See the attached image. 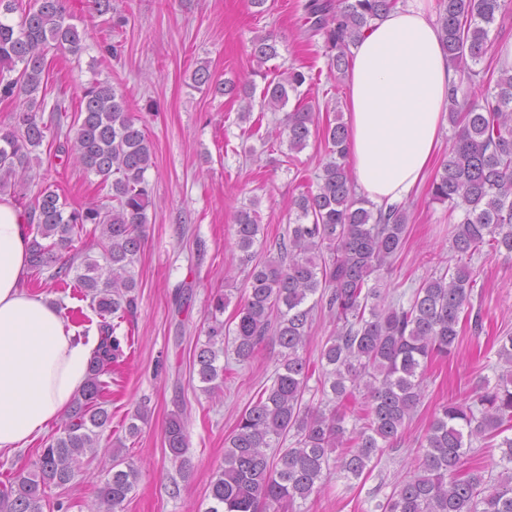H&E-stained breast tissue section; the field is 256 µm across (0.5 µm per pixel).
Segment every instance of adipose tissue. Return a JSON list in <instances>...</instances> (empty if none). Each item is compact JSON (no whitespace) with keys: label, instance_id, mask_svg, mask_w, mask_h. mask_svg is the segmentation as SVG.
<instances>
[{"label":"adipose tissue","instance_id":"ef3b65f1","mask_svg":"<svg viewBox=\"0 0 512 512\" xmlns=\"http://www.w3.org/2000/svg\"><path fill=\"white\" fill-rule=\"evenodd\" d=\"M347 76L348 163L375 207L404 203L421 185L447 125L456 75L427 0H401L353 48ZM28 215L0 195V451L24 447L84 386L95 332L26 293Z\"/></svg>","mask_w":512,"mask_h":512}]
</instances>
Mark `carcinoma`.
<instances>
[{
	"instance_id": "obj_1",
	"label": "carcinoma",
	"mask_w": 512,
	"mask_h": 512,
	"mask_svg": "<svg viewBox=\"0 0 512 512\" xmlns=\"http://www.w3.org/2000/svg\"><path fill=\"white\" fill-rule=\"evenodd\" d=\"M67 0H0V97L24 100V108L0 123V192L12 177L31 169L42 146L53 156L75 154L87 173L108 189L105 201L92 207H70L46 187L31 197L30 264L36 274L60 259L50 278L70 276L76 256L74 238L86 225L100 229V259L82 257L74 281L97 313L99 342L87 381L65 414L59 434L42 449L34 469L19 470L0 483V512H68L62 499L50 501L46 489H64L83 459L98 456L100 436L112 413L103 393L112 366L131 347L129 338L107 320L132 313L138 306L134 265L141 251L142 226L149 223L151 187L146 177L153 151L145 126L128 110L122 90L107 81L84 87L78 111L65 140L47 139L68 120L66 93L52 105L40 93L48 72L47 54L84 50V32L70 23ZM398 0H307L303 4L308 32L323 41L329 73L344 76L352 66L351 47L372 21L394 9ZM505 0H437V27L448 62L458 81L448 96L447 119L452 143L430 185L431 200L448 206L451 250L456 262L422 281L407 301L370 283L391 264L407 235V211L398 205L374 212L357 193L347 162V128L342 116L318 125L315 106L298 99L266 132L265 141L287 138L288 149L301 151L311 137L324 141L328 160L316 176V187L292 201L294 223L278 243L277 254L257 258L261 235L256 211L242 209L234 224L239 262L250 267L243 303L232 336L224 335V313L230 302L220 294L210 303L212 324L193 366L201 390L212 394L224 385V340L231 339L241 362L272 338L280 347L272 383L245 409L224 449V465L210 483L212 505L206 512H288L333 475L360 478L370 463L397 450L403 430L424 397V375L433 355L449 356L460 343V319L474 309L472 257L485 246L512 255V66L493 65L490 33ZM21 12L19 19L13 14ZM278 55L276 37L267 33L251 41V56L262 66ZM263 105L282 110L289 93L301 95L314 77L300 67L280 74L261 73ZM197 87L214 95L246 101L239 118L246 121L252 91L232 80H220L206 65L192 73ZM485 87L480 98L472 89ZM51 112L50 121L43 113ZM336 320L334 336L321 359L325 402L304 403L312 376L304 350L315 311ZM504 369L495 382L483 380L469 402L450 401L436 409L423 435V454L416 472L398 482L372 512H512V336L498 350ZM352 416L358 425L347 427ZM501 437V470L494 478L473 470L468 453L474 441ZM288 447H283L284 443ZM165 446L179 470H189L187 435L181 414L165 426ZM343 452L331 458L333 449ZM103 458L111 476L101 485L94 512H119L139 477L125 463L123 449L106 448Z\"/></svg>"
}]
</instances>
